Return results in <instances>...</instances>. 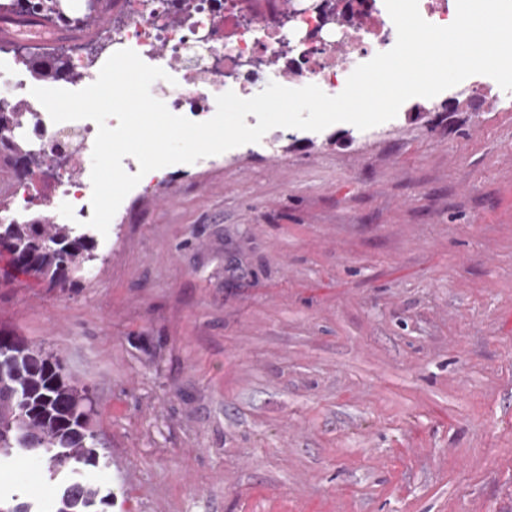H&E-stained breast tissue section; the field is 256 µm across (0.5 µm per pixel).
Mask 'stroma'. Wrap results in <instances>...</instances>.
Segmentation results:
<instances>
[{"label":"stroma","instance_id":"obj_1","mask_svg":"<svg viewBox=\"0 0 512 512\" xmlns=\"http://www.w3.org/2000/svg\"><path fill=\"white\" fill-rule=\"evenodd\" d=\"M0 331L95 394L107 512H512V106L462 83L130 192ZM38 460L0 490L43 499Z\"/></svg>","mask_w":512,"mask_h":512}]
</instances>
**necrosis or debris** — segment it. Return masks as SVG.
Wrapping results in <instances>:
<instances>
[{
	"label": "necrosis or debris",
	"mask_w": 512,
	"mask_h": 512,
	"mask_svg": "<svg viewBox=\"0 0 512 512\" xmlns=\"http://www.w3.org/2000/svg\"><path fill=\"white\" fill-rule=\"evenodd\" d=\"M323 2L307 0L293 25L284 29L237 22L226 11L225 0H196L191 16L179 23L171 20L173 0H121L126 16L122 30L102 27L98 39L112 52L134 50L148 65L175 66L184 86L162 100L172 114L201 122L213 117L216 98L226 88L242 98L256 95L272 74L265 59H278L300 85L314 84L335 95L359 64L395 45V26L379 0H341L342 12L359 15L354 25L326 22ZM31 47L25 40L11 46V59L1 72L10 98L24 100L27 107L26 121L5 136L26 141L45 156L46 165L38 175L13 182L11 205L0 209V223L25 224L35 207L65 202L77 220L85 221L92 214V184L89 176L74 175L73 169L91 153L97 126L90 120L53 123L25 79V52Z\"/></svg>",
	"instance_id": "4bbe7bcc"
}]
</instances>
